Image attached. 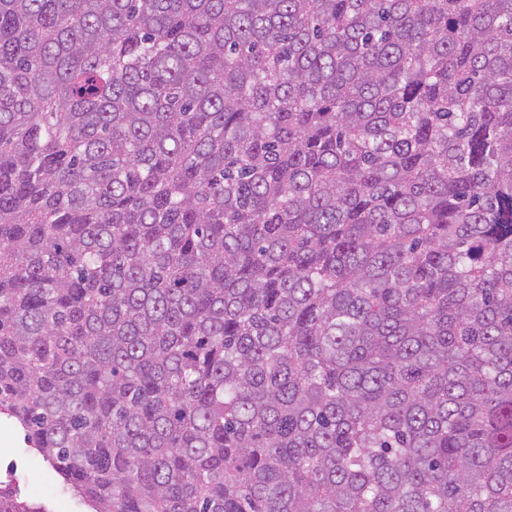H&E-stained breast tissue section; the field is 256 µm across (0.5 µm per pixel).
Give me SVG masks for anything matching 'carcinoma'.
<instances>
[{"mask_svg": "<svg viewBox=\"0 0 512 512\" xmlns=\"http://www.w3.org/2000/svg\"><path fill=\"white\" fill-rule=\"evenodd\" d=\"M1 413L92 512H512V0H0Z\"/></svg>", "mask_w": 512, "mask_h": 512, "instance_id": "carcinoma-1", "label": "carcinoma"}]
</instances>
